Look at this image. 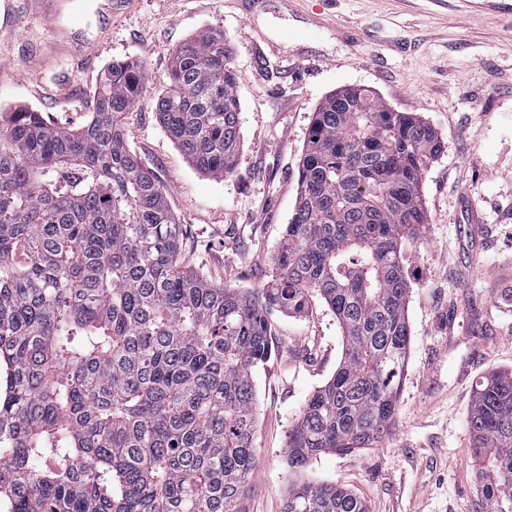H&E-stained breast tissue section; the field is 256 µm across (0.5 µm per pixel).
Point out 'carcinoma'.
<instances>
[{
  "label": "carcinoma",
  "instance_id": "1",
  "mask_svg": "<svg viewBox=\"0 0 512 512\" xmlns=\"http://www.w3.org/2000/svg\"><path fill=\"white\" fill-rule=\"evenodd\" d=\"M238 81L205 29L175 52L159 99L163 128L210 176L234 168ZM144 87L120 61L78 129L0 114V512H239L269 316L315 297L344 349L288 430L284 512H369L304 472L390 433L411 341L401 244L426 224L419 189L440 139L364 86L326 96L273 279L243 290L181 259L165 190L125 142ZM469 429L488 512H512V372L477 383Z\"/></svg>",
  "mask_w": 512,
  "mask_h": 512
}]
</instances>
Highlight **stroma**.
Segmentation results:
<instances>
[{"label":"stroma","instance_id":"1","mask_svg":"<svg viewBox=\"0 0 512 512\" xmlns=\"http://www.w3.org/2000/svg\"><path fill=\"white\" fill-rule=\"evenodd\" d=\"M98 4L69 0L52 21L13 0L18 27L0 30V108L79 128L105 69L139 64L146 87L126 143L162 183L189 267L213 282L271 280L328 94L368 87L436 131L443 151L420 187L427 224L401 244L411 343L391 432L376 447L321 456L308 474L348 485L370 512H486L467 418L476 381L512 370V0H136L115 18ZM204 29L223 35L239 76L241 149L221 178L192 168L157 111L175 51ZM270 333L255 374L260 461L240 512H283L288 430L344 349L318 299L274 313Z\"/></svg>","mask_w":512,"mask_h":512}]
</instances>
